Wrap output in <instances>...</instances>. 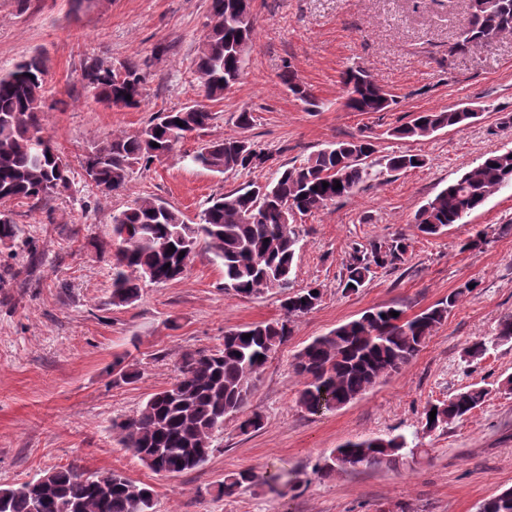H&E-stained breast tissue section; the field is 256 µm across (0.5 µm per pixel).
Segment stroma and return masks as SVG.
I'll return each mask as SVG.
<instances>
[{"label":"stroma","mask_w":512,"mask_h":512,"mask_svg":"<svg viewBox=\"0 0 512 512\" xmlns=\"http://www.w3.org/2000/svg\"><path fill=\"white\" fill-rule=\"evenodd\" d=\"M211 0H0V74L32 56L46 67L45 136L67 158L72 188L44 209L9 202L22 245L0 247V486L29 481L71 462L112 470L151 485L155 512H477L512 489V341L469 359L465 350L494 335L512 314V185L500 188L467 223L427 236L416 210L492 152L512 148V35L449 53L469 17V0H253L256 29L238 83L207 102L209 128L169 156L136 166L118 194L102 196L80 162L92 142L133 133L161 111L205 102L195 60ZM139 61L144 99L136 108L98 102L86 64ZM364 68L393 98L383 112L342 104L343 73ZM319 100L308 110L281 83L284 70ZM468 107L469 124L420 140L393 137L417 113ZM252 112L251 127L236 124ZM369 136L376 159L417 153L425 164L361 185L351 196L296 218L294 288H320L310 313L269 358L247 406L261 429L242 433L230 416L215 433L200 469L153 473L112 434L113 420L136 414L176 376L183 355L219 346L226 330L283 317L276 293L240 297L224 290V272L198 250L184 275L143 284L137 301L111 303L112 216L134 200H162L195 222L204 203L272 169L218 174L183 156L224 137L247 139L293 164L336 141ZM488 230L483 247L464 248ZM410 247L398 268H373L358 292L343 290L355 246L396 235ZM36 244V260L23 245ZM475 281L420 353L346 406L312 415L297 397L295 355L315 337L392 306L413 317ZM127 355L139 376L114 383V356ZM481 383L485 402L448 429H422L424 408ZM405 435L418 449L398 465L324 479L317 469L350 440ZM243 470L263 483L218 496L217 485Z\"/></svg>","instance_id":"35a3bbf8"}]
</instances>
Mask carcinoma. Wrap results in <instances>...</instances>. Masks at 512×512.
<instances>
[{
  "label": "carcinoma",
  "instance_id": "1",
  "mask_svg": "<svg viewBox=\"0 0 512 512\" xmlns=\"http://www.w3.org/2000/svg\"><path fill=\"white\" fill-rule=\"evenodd\" d=\"M237 13L252 14L251 0H211L210 22L195 62L209 101L222 99L243 74L254 25L241 24ZM503 34H512V0H470L468 24L448 53ZM85 78L96 99L109 107L135 108L142 102L141 67L131 58L116 67L93 61L85 66ZM281 81L306 104L318 107L314 95L297 84L291 72L283 73ZM342 90L343 105L353 112H384L392 102L361 68L343 73ZM44 91L45 67L37 57L0 75V203L17 201L36 209L70 189L69 164L42 131ZM475 115L465 108L422 112L395 128L393 135L426 138L444 128H460ZM214 119L215 113L203 104L159 112L132 134L93 144L81 163L84 178L101 194H115L125 187L136 165L168 155ZM373 152L374 144L367 137L338 141L298 164L280 166L269 181L248 182L212 199L194 224L156 199L135 201L112 216V304H133L143 282L165 284L180 278L199 248L222 266L225 291L241 297L285 291L290 288L298 244L293 225L296 214L318 211L386 171H406L425 163L419 154L400 153L387 156L384 166L375 170L366 163ZM183 159L220 174L261 171L273 163L272 154L234 137L206 143ZM338 182L340 189L335 188ZM508 184H512V148L488 155L448 184L416 211L414 223L426 235L463 224ZM20 232L13 212L0 210V245L14 243ZM171 246L175 251H169ZM408 248V239L402 235L353 248L343 290L359 291L373 265L394 268L402 264ZM469 292L466 283L412 318L402 312L391 316V306L372 308L315 338L297 354L293 365L302 379L299 406L312 414L338 409L381 378L401 370ZM321 298L322 293L311 287L299 289L284 299L282 318L227 330L218 347L185 354L175 382L154 393L135 415L112 421V433L156 474L175 475L201 467L213 451L214 434L224 427V419L245 411L268 359L291 336L292 319L311 312ZM246 334L250 338H244ZM511 340L512 314H507L499 320L494 336L475 340L468 355L480 359L489 347ZM112 371L116 383H130L138 376L124 356L115 358ZM488 394L485 386L474 383L436 407H428L423 430L447 428L470 415ZM434 409L437 413L431 421L429 413ZM338 451L343 464L326 459L318 469L321 476L395 465L415 454L403 435L349 441ZM257 482L255 472L240 471L226 477L217 494L230 496ZM154 506L152 486L118 472H92L75 464L0 487V512H155ZM478 512H512V496H493L480 504Z\"/></svg>",
  "mask_w": 512,
  "mask_h": 512
}]
</instances>
